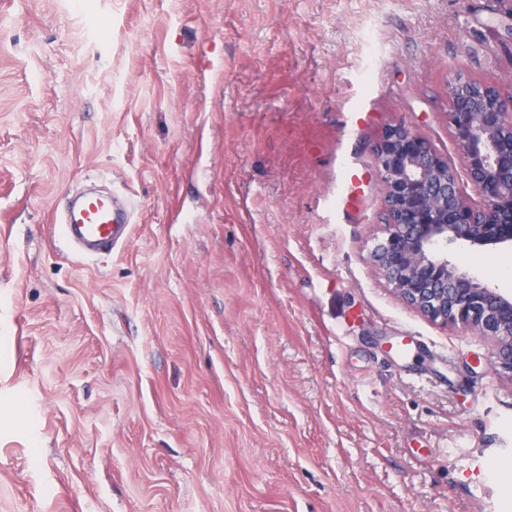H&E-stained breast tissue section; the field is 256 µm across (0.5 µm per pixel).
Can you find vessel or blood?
I'll return each instance as SVG.
<instances>
[{
  "label": "vessel or blood",
  "instance_id": "1",
  "mask_svg": "<svg viewBox=\"0 0 512 512\" xmlns=\"http://www.w3.org/2000/svg\"><path fill=\"white\" fill-rule=\"evenodd\" d=\"M135 213L132 200L83 194L54 209V238L77 258L117 252L128 244Z\"/></svg>",
  "mask_w": 512,
  "mask_h": 512
}]
</instances>
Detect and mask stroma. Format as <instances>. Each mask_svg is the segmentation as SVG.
Here are the masks:
<instances>
[{
  "label": "stroma",
  "mask_w": 512,
  "mask_h": 512,
  "mask_svg": "<svg viewBox=\"0 0 512 512\" xmlns=\"http://www.w3.org/2000/svg\"><path fill=\"white\" fill-rule=\"evenodd\" d=\"M457 70L512 84L502 0H0V512H512V378L370 259L371 145L459 164ZM91 181L138 213L85 262ZM135 205L131 199L121 202L112 195L82 194L55 207L52 215L54 240L72 256L92 259L104 253L124 249L135 223Z\"/></svg>",
  "instance_id": "stroma-1"
}]
</instances>
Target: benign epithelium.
Instances as JSON below:
<instances>
[{"instance_id":"benign-epithelium-1","label":"benign epithelium","mask_w":512,"mask_h":512,"mask_svg":"<svg viewBox=\"0 0 512 512\" xmlns=\"http://www.w3.org/2000/svg\"><path fill=\"white\" fill-rule=\"evenodd\" d=\"M448 125L466 177L404 121L388 124L371 148L380 178L383 239L371 258L408 306L428 320L491 342L494 370L512 378V297L448 259L467 246L486 253L512 246V86L455 72Z\"/></svg>"}]
</instances>
